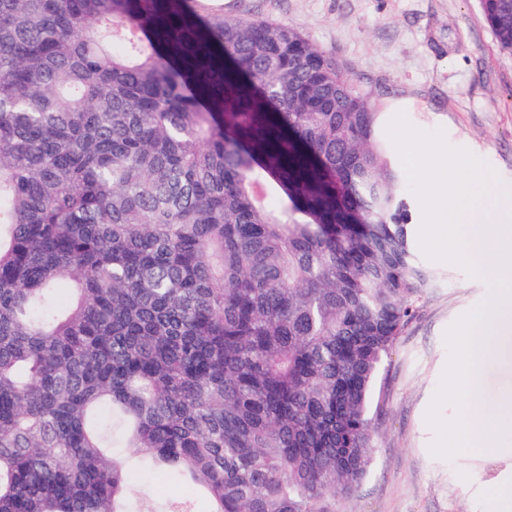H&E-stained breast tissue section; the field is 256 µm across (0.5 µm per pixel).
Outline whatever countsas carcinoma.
<instances>
[{"label":"carcinoma","instance_id":"carcinoma-1","mask_svg":"<svg viewBox=\"0 0 512 512\" xmlns=\"http://www.w3.org/2000/svg\"><path fill=\"white\" fill-rule=\"evenodd\" d=\"M210 0H0V512H326L429 281L385 113ZM512 52V0H480ZM117 455L127 461L130 472V507L142 512L156 511L169 497L180 494L182 483L175 475L155 472L152 462L136 454L131 448H113ZM151 474L150 477L148 475Z\"/></svg>","mask_w":512,"mask_h":512}]
</instances>
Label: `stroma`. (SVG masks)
<instances>
[{
  "label": "stroma",
  "mask_w": 512,
  "mask_h": 512,
  "mask_svg": "<svg viewBox=\"0 0 512 512\" xmlns=\"http://www.w3.org/2000/svg\"><path fill=\"white\" fill-rule=\"evenodd\" d=\"M225 15L299 28L384 107H403L422 132L443 131L498 183L512 187V52L500 50L478 0H221ZM431 274L419 309L384 362L372 405L371 463L351 493L328 499L330 512H487L490 485L512 479V435L489 455L466 448L434 455L427 413L449 349L445 334L490 299L485 276L419 258ZM130 472L133 512H158L180 494L175 475L117 448Z\"/></svg>",
  "instance_id": "obj_1"
}]
</instances>
